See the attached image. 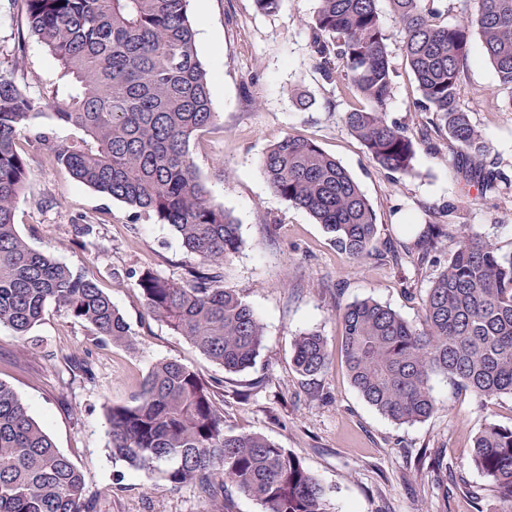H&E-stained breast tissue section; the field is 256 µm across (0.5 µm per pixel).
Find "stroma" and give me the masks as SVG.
Returning <instances> with one entry per match:
<instances>
[{
  "instance_id": "obj_1",
  "label": "stroma",
  "mask_w": 512,
  "mask_h": 512,
  "mask_svg": "<svg viewBox=\"0 0 512 512\" xmlns=\"http://www.w3.org/2000/svg\"><path fill=\"white\" fill-rule=\"evenodd\" d=\"M318 0H282L272 15L254 0H190L199 57L211 79L218 117L195 136L190 153L213 205L240 226L239 251L224 265V285L238 290L265 327L254 366L230 374L149 314L136 285L144 270L178 281L198 259L169 225L133 219L125 204L77 182L33 138L21 146L30 181L14 222L35 249L93 279L125 317L132 345L97 339L89 325L58 307L22 343L0 328V382L11 386L83 471L96 512H261L234 486L207 497L191 484L135 472L113 461L105 402L128 403L159 362L176 360L215 385L225 430L261 434L296 455L328 490L335 512H501L489 481L473 465V438L484 423L512 425V397L479 402L438 376V410L397 424L369 406L350 382L338 348L339 307L371 297L421 326L422 298L448 263L454 238L440 241L430 262L380 259L390 243L407 242L412 224H462L512 255V198L490 199L465 184L449 151L419 149L415 173L388 174L371 163L341 120L343 79L324 81L308 25ZM379 9L391 35L394 86L387 112L409 130L422 120L417 84L401 50L403 34L387 0ZM27 94L45 99L57 61L30 35L20 0H0V70ZM460 104L482 131L489 154L512 172V90L499 87L472 38ZM315 141L336 157L373 205L378 232L372 256L356 262L336 249L304 210L275 195L259 160L282 137ZM89 226L79 238L75 229ZM316 330L331 353L318 375L300 376L290 362L294 336ZM86 361L71 371L64 356Z\"/></svg>"
}]
</instances>
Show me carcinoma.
Returning <instances> with one entry per match:
<instances>
[{"label": "carcinoma", "instance_id": "1", "mask_svg": "<svg viewBox=\"0 0 512 512\" xmlns=\"http://www.w3.org/2000/svg\"><path fill=\"white\" fill-rule=\"evenodd\" d=\"M28 32L58 61L65 84L50 101L30 98L0 72V328L22 341L53 304L95 335L131 344L110 297L81 272L32 248L17 232L16 203L30 170L18 150L47 105L83 137L34 139L75 180L134 212L169 225L199 259L176 282L150 270L137 286L147 309L227 373L251 367L264 325L220 269L239 250L240 225L215 207L190 154L192 137L216 120L188 0H23ZM417 83L416 108L433 115L413 134L389 120L393 89L388 33L378 0H319L310 46L324 80L344 73L350 103L341 119L379 169L414 174L417 149L445 146L480 194L512 195V176L487 163L488 147L459 102L468 47L482 43L500 86L512 90V0H473L465 22L436 23L437 0H388ZM270 189L306 211L352 259L370 256L377 215L348 170L313 140L288 135L261 157ZM449 226L426 224L409 254L437 249ZM420 330L371 298L339 309L340 353L354 388L380 414L414 424L437 410L432 380L443 376L480 400L512 396V256L461 231L448 264L422 299ZM330 360L318 332L295 336L291 361L303 376ZM112 458L135 471L205 492L230 483L262 512H333L327 489L301 460L257 433L224 430V414L200 374L178 361L155 364L131 403L106 406ZM473 465L512 512V426L487 422L473 439ZM0 512H95L81 470L0 382Z\"/></svg>", "mask_w": 512, "mask_h": 512}]
</instances>
